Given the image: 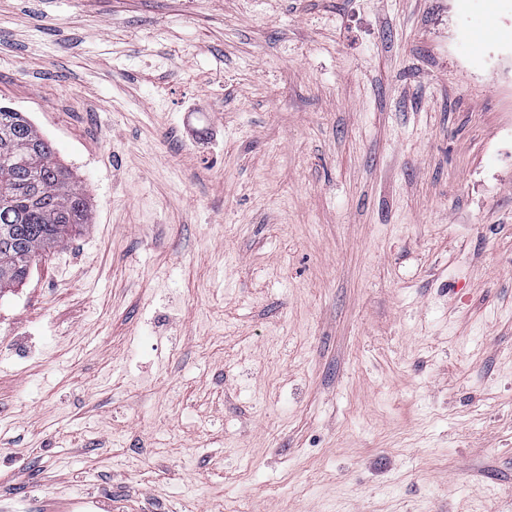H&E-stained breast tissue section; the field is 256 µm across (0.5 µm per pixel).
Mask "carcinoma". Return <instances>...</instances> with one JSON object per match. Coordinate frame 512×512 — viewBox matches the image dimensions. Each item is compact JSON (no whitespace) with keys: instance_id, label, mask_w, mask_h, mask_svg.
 <instances>
[{"instance_id":"cac0c4a2","label":"carcinoma","mask_w":512,"mask_h":512,"mask_svg":"<svg viewBox=\"0 0 512 512\" xmlns=\"http://www.w3.org/2000/svg\"><path fill=\"white\" fill-rule=\"evenodd\" d=\"M88 214L49 140L0 106V292L23 281L34 258L69 240Z\"/></svg>"}]
</instances>
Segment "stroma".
<instances>
[{
    "label": "stroma",
    "instance_id": "35a3bbf8",
    "mask_svg": "<svg viewBox=\"0 0 512 512\" xmlns=\"http://www.w3.org/2000/svg\"><path fill=\"white\" fill-rule=\"evenodd\" d=\"M512 0H0L89 222L0 291L12 512H512Z\"/></svg>",
    "mask_w": 512,
    "mask_h": 512
}]
</instances>
